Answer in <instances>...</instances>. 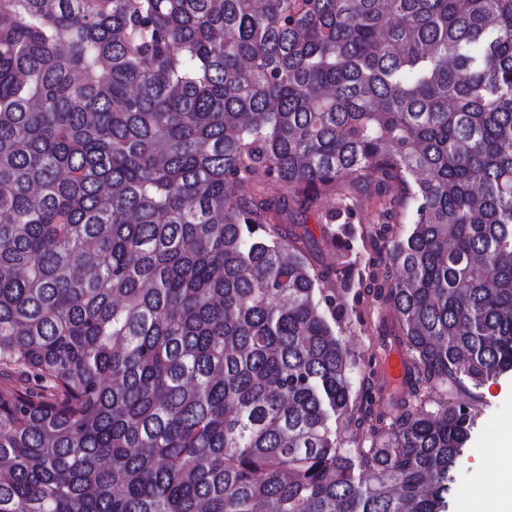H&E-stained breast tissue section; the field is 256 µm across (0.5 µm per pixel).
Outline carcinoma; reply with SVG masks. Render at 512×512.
Wrapping results in <instances>:
<instances>
[{
  "mask_svg": "<svg viewBox=\"0 0 512 512\" xmlns=\"http://www.w3.org/2000/svg\"><path fill=\"white\" fill-rule=\"evenodd\" d=\"M268 181L396 188L399 386L354 391V262ZM7 372L0 512H443L477 409L436 397L512 372V0H0ZM257 194L258 200L269 204L271 210L267 214L272 224H287L289 233L297 235H300L304 229L309 231V258L313 265L323 268L326 264L336 262L339 257V248L332 246L322 233L324 214L334 206L333 201L324 203L322 206H314L307 212H301L295 208H288L287 211L281 212L283 206L280 202L281 190L278 184L266 182L259 188Z\"/></svg>",
  "mask_w": 512,
  "mask_h": 512,
  "instance_id": "cac0c4a2",
  "label": "carcinoma"
}]
</instances>
